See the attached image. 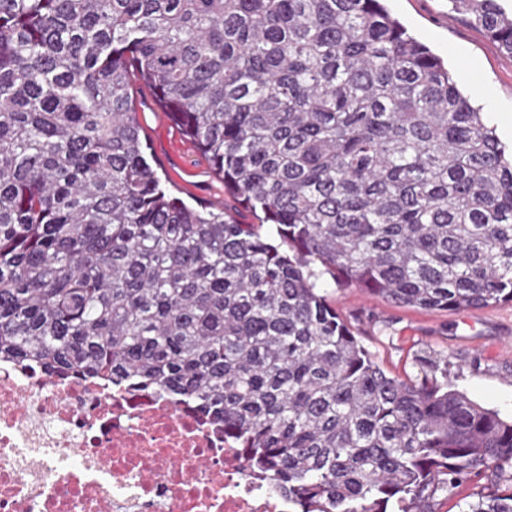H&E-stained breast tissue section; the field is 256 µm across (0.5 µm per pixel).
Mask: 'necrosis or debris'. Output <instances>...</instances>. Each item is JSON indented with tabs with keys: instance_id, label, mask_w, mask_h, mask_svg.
Returning <instances> with one entry per match:
<instances>
[{
	"instance_id": "necrosis-or-debris-1",
	"label": "necrosis or debris",
	"mask_w": 512,
	"mask_h": 512,
	"mask_svg": "<svg viewBox=\"0 0 512 512\" xmlns=\"http://www.w3.org/2000/svg\"><path fill=\"white\" fill-rule=\"evenodd\" d=\"M291 509L186 405L0 360V512Z\"/></svg>"
}]
</instances>
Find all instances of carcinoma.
Masks as SVG:
<instances>
[{"label":"carcinoma","mask_w":512,"mask_h":512,"mask_svg":"<svg viewBox=\"0 0 512 512\" xmlns=\"http://www.w3.org/2000/svg\"><path fill=\"white\" fill-rule=\"evenodd\" d=\"M451 2L512 55L498 0ZM139 82L259 223L163 187ZM316 263L512 302V159L385 0H0V358L200 406L301 512H435L512 470V420L387 375ZM487 475L471 476L452 492L440 495L435 505L436 512H460L468 501L476 500L480 493H487L492 488Z\"/></svg>","instance_id":"1"}]
</instances>
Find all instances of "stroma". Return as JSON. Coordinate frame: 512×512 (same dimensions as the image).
Wrapping results in <instances>:
<instances>
[{
    "mask_svg": "<svg viewBox=\"0 0 512 512\" xmlns=\"http://www.w3.org/2000/svg\"><path fill=\"white\" fill-rule=\"evenodd\" d=\"M388 5L447 60L459 88L512 151V55L501 51L468 15L453 11L449 0H388ZM136 104L163 185L186 202L211 203L241 223H254L252 213L225 194L223 180L174 127L148 88H140ZM317 286L388 374L416 379L427 362L447 359L449 387L502 418H512V303L426 311L398 306L361 288L337 287L327 274L320 275Z\"/></svg>",
    "mask_w": 512,
    "mask_h": 512,
    "instance_id": "stroma-1",
    "label": "stroma"
}]
</instances>
